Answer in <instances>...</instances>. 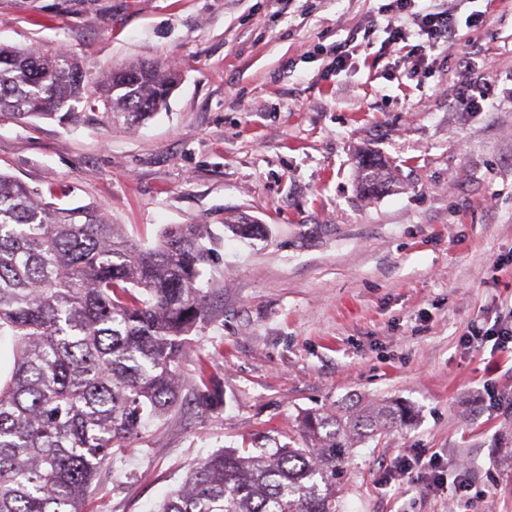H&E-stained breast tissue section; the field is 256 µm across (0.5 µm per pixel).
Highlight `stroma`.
Returning a JSON list of instances; mask_svg holds the SVG:
<instances>
[{
  "instance_id": "35a3bbf8",
  "label": "stroma",
  "mask_w": 512,
  "mask_h": 512,
  "mask_svg": "<svg viewBox=\"0 0 512 512\" xmlns=\"http://www.w3.org/2000/svg\"><path fill=\"white\" fill-rule=\"evenodd\" d=\"M383 0H0V44L58 49L89 85L130 62L183 75L134 126L0 113V171L62 207L101 206L139 245L167 224L219 235L213 316L186 404L130 447L87 512H149L225 449L301 446L309 414L398 402L411 417L348 449L340 512H512V0H431L459 39L411 67L382 49ZM360 49L335 72L336 46ZM494 96L469 109L466 86ZM389 188L359 190L360 159ZM266 227L238 239L228 219ZM485 329L466 346L468 326ZM212 354L224 404L190 405ZM436 459L447 483L399 473Z\"/></svg>"
}]
</instances>
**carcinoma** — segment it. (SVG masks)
I'll list each match as a JSON object with an SVG mask.
<instances>
[{
  "mask_svg": "<svg viewBox=\"0 0 512 512\" xmlns=\"http://www.w3.org/2000/svg\"><path fill=\"white\" fill-rule=\"evenodd\" d=\"M179 71L136 62L105 72L95 93L63 56L0 47V112L76 122L73 103L104 105L129 124L166 106ZM218 238L170 224L132 242L95 205L60 208L0 172V512H84L125 448L182 404L187 336L208 316L199 282ZM220 384L198 358L192 401ZM404 411L338 406L303 422L311 444L254 457L224 450L191 468L150 512H336V463L355 441L380 440Z\"/></svg>",
  "mask_w": 512,
  "mask_h": 512,
  "instance_id": "cac0c4a2",
  "label": "carcinoma"
}]
</instances>
